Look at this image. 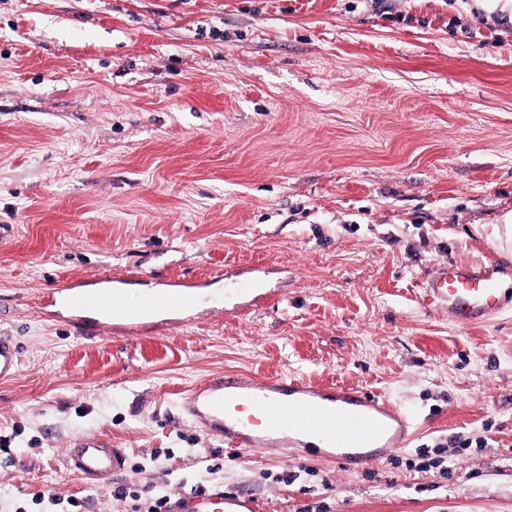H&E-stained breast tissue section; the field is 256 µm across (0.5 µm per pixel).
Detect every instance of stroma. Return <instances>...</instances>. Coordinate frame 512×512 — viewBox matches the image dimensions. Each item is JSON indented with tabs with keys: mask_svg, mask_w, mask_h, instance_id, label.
<instances>
[{
	"mask_svg": "<svg viewBox=\"0 0 512 512\" xmlns=\"http://www.w3.org/2000/svg\"><path fill=\"white\" fill-rule=\"evenodd\" d=\"M512 7L488 0H0V512L40 492L221 488L260 512H512V308L421 283L512 262ZM112 277L173 317L81 335L49 293ZM224 372L356 385L413 423L398 465L242 450L180 395ZM109 436L107 485L68 471ZM445 444L453 473L411 467ZM512 280V264L497 259L489 262L448 261L433 269L422 284L425 299L446 308L460 324H482L507 309L512 294L504 288ZM20 366V349L8 336H0V380L14 377ZM65 466L89 481L112 479V474L124 468L122 454L112 448L106 436L91 434L74 439L65 455Z\"/></svg>",
	"mask_w": 512,
	"mask_h": 512,
	"instance_id": "35a3bbf8",
	"label": "stroma"
}]
</instances>
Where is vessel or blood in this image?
Wrapping results in <instances>:
<instances>
[{"label":"vessel or blood","mask_w":512,"mask_h":512,"mask_svg":"<svg viewBox=\"0 0 512 512\" xmlns=\"http://www.w3.org/2000/svg\"><path fill=\"white\" fill-rule=\"evenodd\" d=\"M512 264L448 259L433 269L422 288L425 299L447 309L455 322L482 324L512 304ZM195 280L172 282L167 293L154 299L151 309L181 307L183 296L198 288ZM72 326L87 332L86 313L97 311L104 325L124 323L142 312L112 282L97 292L70 299ZM20 366V349L0 336V380L14 377ZM182 412L206 430L237 448H253L268 442L284 451L299 446L301 435L317 433L327 445L319 449V461L342 468L359 469L400 449L411 434L409 418L388 400L357 386L331 387L299 378L273 376L263 380L250 375L219 376L195 387L180 401ZM125 460L110 438L84 435L74 439L65 455V466L90 481L111 478ZM172 512H257L250 497L208 490L174 500Z\"/></svg>","instance_id":"b4317fda"}]
</instances>
